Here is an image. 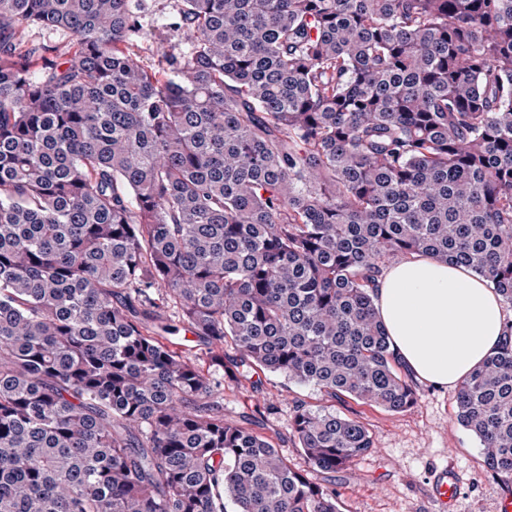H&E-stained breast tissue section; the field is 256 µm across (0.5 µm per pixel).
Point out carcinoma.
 Listing matches in <instances>:
<instances>
[{
  "label": "carcinoma",
  "instance_id": "obj_1",
  "mask_svg": "<svg viewBox=\"0 0 512 512\" xmlns=\"http://www.w3.org/2000/svg\"><path fill=\"white\" fill-rule=\"evenodd\" d=\"M167 8L162 73L133 0H0V512H339L327 478L368 426L296 405V470L165 335L253 390L410 408L373 303L390 260L512 303V0ZM507 332L456 421L511 483ZM23 37L29 46H55L60 52H65L74 41L71 34L34 26L25 29ZM168 338L175 344L177 345H174V348L175 349H180L181 350V347L184 348V351L185 352H189L188 349H190V353L191 354H196L198 357L200 356V363L201 365L203 366V368L207 371H209L210 373L213 374L214 377H217V378H220L221 374H223L221 371H217V372H214V367H209V364L205 358V356L203 357L200 352H201V348L202 346H197V342H195V338L194 336H192L190 333H187L186 335L184 334L183 331H181L180 333L176 334V335H173V336H168Z\"/></svg>",
  "mask_w": 512,
  "mask_h": 512
}]
</instances>
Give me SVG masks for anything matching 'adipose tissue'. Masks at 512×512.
I'll use <instances>...</instances> for the list:
<instances>
[{"label": "adipose tissue", "instance_id": "obj_1", "mask_svg": "<svg viewBox=\"0 0 512 512\" xmlns=\"http://www.w3.org/2000/svg\"><path fill=\"white\" fill-rule=\"evenodd\" d=\"M374 304L398 360L417 378L454 387L503 338V301L470 269L413 255L390 265Z\"/></svg>", "mask_w": 512, "mask_h": 512}]
</instances>
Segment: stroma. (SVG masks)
Wrapping results in <instances>:
<instances>
[{"instance_id":"stroma-1","label":"stroma","mask_w":512,"mask_h":512,"mask_svg":"<svg viewBox=\"0 0 512 512\" xmlns=\"http://www.w3.org/2000/svg\"><path fill=\"white\" fill-rule=\"evenodd\" d=\"M414 386L417 402L402 413L349 398L337 401V412L367 424L375 441L371 454L336 475L340 512H440L429 490L435 473L444 469L460 482L452 512H504L503 501L512 498V488L487 470L478 440L456 422L455 389L419 380ZM301 401L314 406L324 398L313 386L275 373L265 374L256 391L240 388L232 378L224 380L225 421L255 415L256 430L300 469L305 461L290 423ZM264 403L273 405V413L256 415V405Z\"/></svg>"}]
</instances>
